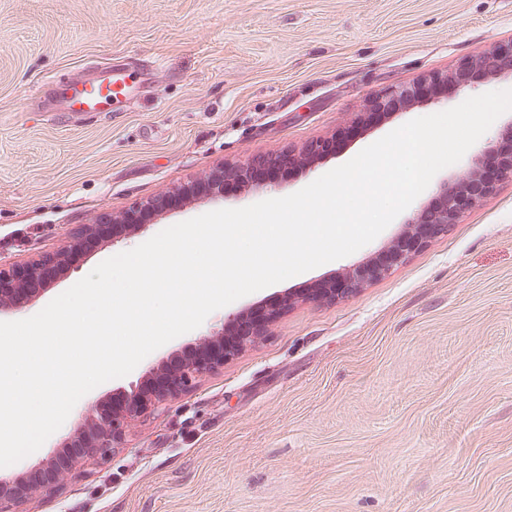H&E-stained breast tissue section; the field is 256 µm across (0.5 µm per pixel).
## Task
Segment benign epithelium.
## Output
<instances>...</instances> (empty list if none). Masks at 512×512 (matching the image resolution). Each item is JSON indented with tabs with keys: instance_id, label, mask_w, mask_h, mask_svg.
I'll return each mask as SVG.
<instances>
[{
	"instance_id": "obj_1",
	"label": "benign epithelium",
	"mask_w": 512,
	"mask_h": 512,
	"mask_svg": "<svg viewBox=\"0 0 512 512\" xmlns=\"http://www.w3.org/2000/svg\"><path fill=\"white\" fill-rule=\"evenodd\" d=\"M473 69H479L489 76L505 71L512 74V41L499 45L490 53L463 59L449 73L434 74L405 85L388 86L368 103L367 111L358 113L356 123H366V117L371 113L388 118L419 101L439 103L442 97L430 95L428 87L451 84L459 93L470 87V84L461 81V75ZM323 145L324 141H319L303 158L281 152L268 155L266 159L271 165L294 161L310 169L318 158L324 156ZM485 154L484 150L474 154L464 174L453 172L439 181L434 196L405 221L398 238L381 250L387 256L385 261H379V255L374 254L366 262L344 270L331 280H316L312 282L308 296L329 301L352 296L386 275L410 255L425 249L435 237L448 232V226L456 223L464 210L458 205L456 189L461 182L478 177ZM150 208L149 204L142 206L137 218L123 213L109 216L101 223L84 224L73 241L52 255L7 266L0 264V315L28 307L34 298L66 275L77 257L89 246L103 241L114 243L145 227ZM251 314L250 310L226 314L220 327L198 339V350L202 352L200 358L175 356L149 372L146 380L135 384L130 390L114 394L112 402L87 406L83 422L65 443L67 448L77 446L83 449L71 468L65 472L59 470L54 456L42 460L39 470L53 473L55 480L48 486L33 489L25 496L8 492L12 486L27 481V472L18 473L11 481L0 486V512H25L26 505L35 497L54 491L77 469L102 465L111 460L116 449L127 447L130 431L137 423L164 409L169 401L193 388L203 375L224 366L225 360L253 341V336L240 330L241 322Z\"/></svg>"
}]
</instances>
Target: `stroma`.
I'll return each mask as SVG.
<instances>
[{
    "label": "stroma",
    "instance_id": "35a3bbf8",
    "mask_svg": "<svg viewBox=\"0 0 512 512\" xmlns=\"http://www.w3.org/2000/svg\"><path fill=\"white\" fill-rule=\"evenodd\" d=\"M512 41V0H0V261L55 252L79 225L348 125L388 85ZM126 75L120 112L75 113L63 85ZM421 101L272 190L190 198L84 252L35 315L99 263L174 224L293 194L412 119ZM355 253L274 284L296 292ZM216 310L127 376L83 396L40 449L60 451L88 404L128 390L219 327ZM31 512H512V180L355 296L297 300L269 331L141 423L130 447Z\"/></svg>",
    "mask_w": 512,
    "mask_h": 512
}]
</instances>
